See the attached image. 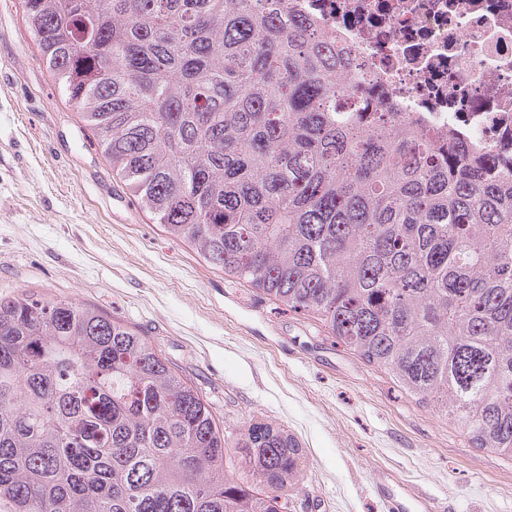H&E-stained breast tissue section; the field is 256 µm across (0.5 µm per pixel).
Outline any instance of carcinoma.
Instances as JSON below:
<instances>
[{"label":"carcinoma","instance_id":"cac0c4a2","mask_svg":"<svg viewBox=\"0 0 512 512\" xmlns=\"http://www.w3.org/2000/svg\"><path fill=\"white\" fill-rule=\"evenodd\" d=\"M290 0H24L41 60L140 207L206 262L310 313L512 459V168L340 105L349 57ZM224 430L146 337L0 300L10 512H281L301 448Z\"/></svg>","mask_w":512,"mask_h":512}]
</instances>
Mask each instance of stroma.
I'll list each match as a JSON object with an SVG mask.
<instances>
[{"instance_id": "35a3bbf8", "label": "stroma", "mask_w": 512, "mask_h": 512, "mask_svg": "<svg viewBox=\"0 0 512 512\" xmlns=\"http://www.w3.org/2000/svg\"><path fill=\"white\" fill-rule=\"evenodd\" d=\"M30 291L95 307L145 336L210 404L224 458L243 425L281 426L304 464L286 512H512V461L296 312L205 262L134 201L77 106L39 61L23 0H0V298Z\"/></svg>"}]
</instances>
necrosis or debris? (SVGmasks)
Masks as SVG:
<instances>
[{"label":"necrosis or debris","mask_w":512,"mask_h":512,"mask_svg":"<svg viewBox=\"0 0 512 512\" xmlns=\"http://www.w3.org/2000/svg\"><path fill=\"white\" fill-rule=\"evenodd\" d=\"M352 58L344 106L512 165V0H290Z\"/></svg>","instance_id":"1"}]
</instances>
